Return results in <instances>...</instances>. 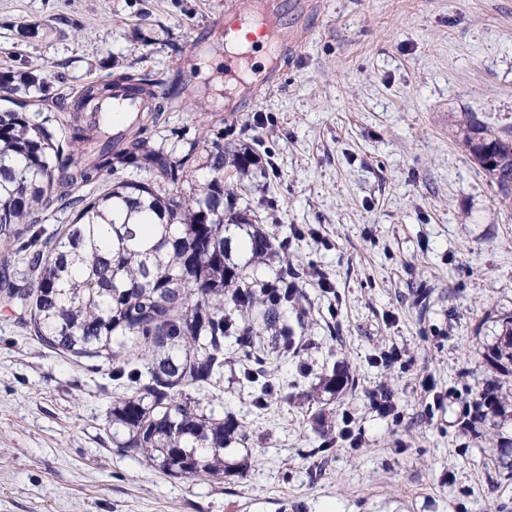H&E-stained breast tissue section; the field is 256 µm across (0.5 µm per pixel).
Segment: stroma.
<instances>
[{
	"instance_id": "35a3bbf8",
	"label": "stroma",
	"mask_w": 512,
	"mask_h": 512,
	"mask_svg": "<svg viewBox=\"0 0 512 512\" xmlns=\"http://www.w3.org/2000/svg\"><path fill=\"white\" fill-rule=\"evenodd\" d=\"M250 0H0V76L33 122L86 84L164 77L182 101L147 137L180 150L201 130L253 146L251 208L289 262L324 269L299 354L260 341L280 390L254 406L231 359L206 409L243 423L226 458L246 473L171 478L112 445L122 391L95 363L33 340L0 306V512H512V405L473 406L512 375L489 354L512 316V208L463 144L474 117L512 135V0H287L303 51L269 68L259 101L224 77V18ZM395 347L398 363L381 361ZM360 443L319 452L320 377ZM431 380L444 401L434 405ZM385 388L401 415L373 410Z\"/></svg>"
}]
</instances>
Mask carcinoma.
<instances>
[{"label":"carcinoma","mask_w":512,"mask_h":512,"mask_svg":"<svg viewBox=\"0 0 512 512\" xmlns=\"http://www.w3.org/2000/svg\"><path fill=\"white\" fill-rule=\"evenodd\" d=\"M163 81L122 72L105 84L84 86L67 117L33 123L19 110L0 112V300L19 308L30 335L48 350L108 367L126 395L112 402V441L172 477L222 478L224 450L245 437L238 419L204 412L186 397L224 374V339L232 337L249 359L257 329L296 343L288 312L304 324L305 295L271 299L268 283L249 279L234 262L235 230L249 237L251 266L281 262L275 282L284 288L288 259L273 239L252 230L224 208L243 188L254 150L224 149L202 135L175 153L143 134L160 122L156 87ZM135 95L139 115L112 135V119L96 118L114 89ZM463 141L473 160L495 181L500 202L512 205V137L491 136L469 118ZM133 167L137 179L124 173ZM112 180L90 199L81 188ZM74 210L71 223L42 240L33 216ZM20 257L31 277L13 279ZM492 360L512 365V318H505ZM244 379L268 405L277 384L257 371ZM348 374L323 378L334 395Z\"/></svg>","instance_id":"1"}]
</instances>
